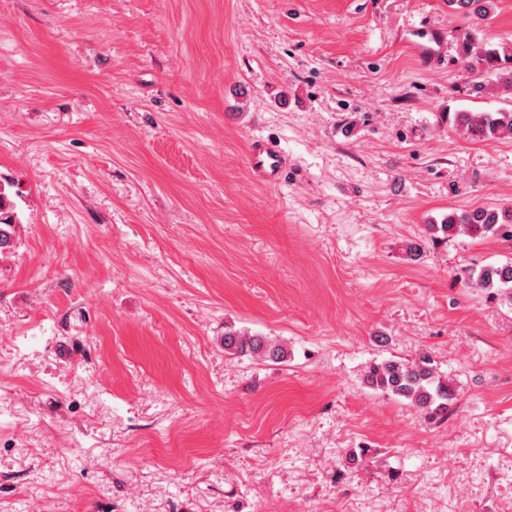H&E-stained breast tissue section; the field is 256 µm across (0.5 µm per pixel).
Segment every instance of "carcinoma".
Instances as JSON below:
<instances>
[{
	"label": "carcinoma",
	"mask_w": 512,
	"mask_h": 512,
	"mask_svg": "<svg viewBox=\"0 0 512 512\" xmlns=\"http://www.w3.org/2000/svg\"><path fill=\"white\" fill-rule=\"evenodd\" d=\"M496 0H448V5L465 15L474 14L485 20L493 12ZM463 69L481 75L474 89L481 91L496 86L512 93V53L497 48L475 45L466 32L460 45ZM457 126L468 138L485 143L512 139V108L494 112H459ZM19 192L13 183L0 178V251L13 245L16 227V201ZM430 235L450 239L460 233L472 238L509 236L512 238V212L497 208H480L448 215L442 224L428 225ZM468 281L495 295L512 299V262L483 266L466 272ZM224 351L229 354H251L273 362L288 358V348L263 336H252L231 328L224 331ZM366 383L387 395L403 398L433 418L448 414L452 389L447 378L436 370L425 354L415 357L390 358L369 366Z\"/></svg>",
	"instance_id": "cac0c4a2"
}]
</instances>
